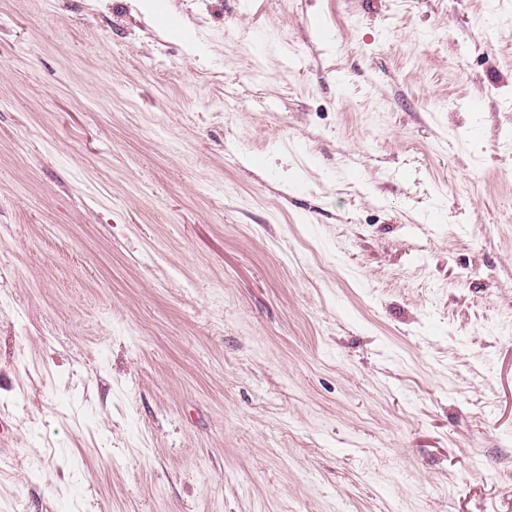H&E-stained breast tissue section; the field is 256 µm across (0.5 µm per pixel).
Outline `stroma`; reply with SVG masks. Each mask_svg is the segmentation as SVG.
<instances>
[{"mask_svg":"<svg viewBox=\"0 0 512 512\" xmlns=\"http://www.w3.org/2000/svg\"><path fill=\"white\" fill-rule=\"evenodd\" d=\"M140 2L0 0V512H512V0Z\"/></svg>","mask_w":512,"mask_h":512,"instance_id":"1","label":"stroma"}]
</instances>
